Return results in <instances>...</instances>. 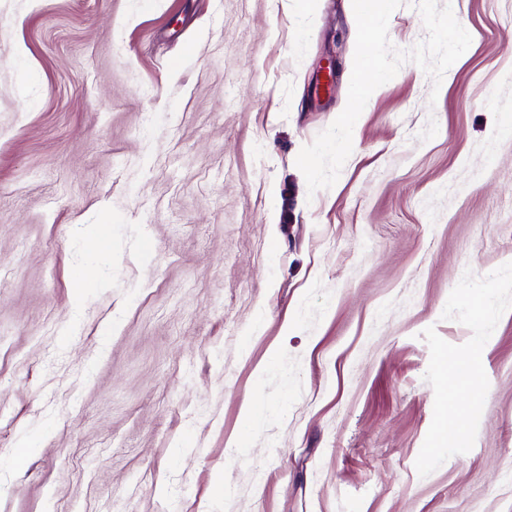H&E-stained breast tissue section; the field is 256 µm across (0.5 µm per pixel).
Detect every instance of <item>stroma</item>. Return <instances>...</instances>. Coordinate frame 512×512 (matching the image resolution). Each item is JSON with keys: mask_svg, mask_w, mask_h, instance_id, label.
<instances>
[{"mask_svg": "<svg viewBox=\"0 0 512 512\" xmlns=\"http://www.w3.org/2000/svg\"><path fill=\"white\" fill-rule=\"evenodd\" d=\"M450 2L467 51L312 194L352 0H0V512H512V310L473 448L415 468L423 332L512 262V0Z\"/></svg>", "mask_w": 512, "mask_h": 512, "instance_id": "1", "label": "stroma"}]
</instances>
